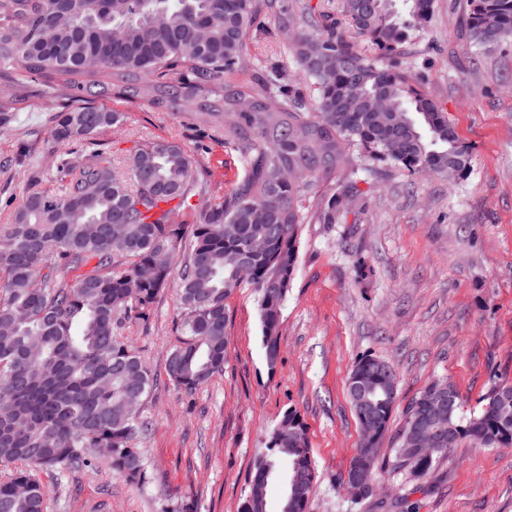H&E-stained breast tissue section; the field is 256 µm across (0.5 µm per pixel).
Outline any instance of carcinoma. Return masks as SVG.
Here are the masks:
<instances>
[{"mask_svg":"<svg viewBox=\"0 0 512 512\" xmlns=\"http://www.w3.org/2000/svg\"><path fill=\"white\" fill-rule=\"evenodd\" d=\"M433 4L404 0L400 20L392 0H342L337 15L303 0H0V80L20 94L36 83L53 101L59 88L69 90L53 139L91 140L118 124L122 113L94 105L102 96L145 99L160 111L194 101L198 118L230 137L246 164L224 200L186 226L171 218L194 190L187 149L153 142L131 152L121 173L111 154L94 150L61 159L60 191L26 193L12 223L0 225V512H46L40 474L90 467L101 448L112 471L133 485L146 482L140 406L152 377L123 329L149 321L174 265L185 339L169 352L167 371L190 395L224 370L227 299L240 288L255 296L265 361L276 368L302 225L309 217L356 224L364 211L352 148L410 173L454 180L468 172L471 148L446 113L404 71L378 59L397 52ZM267 24L284 36L313 88L312 111H303L295 89L272 100L277 73L224 82ZM466 30L484 50L512 38V0H470ZM358 39L374 53L360 51ZM325 183L329 196L312 205ZM357 376L375 382L372 431L349 398L373 448L374 479L387 468L417 482L448 453L446 440L429 457L412 446L439 394L452 408L454 444L512 447V418L503 419L497 402L511 381L495 384L469 412L456 386L439 377L411 401L382 458L398 373L365 354L348 381ZM283 462L282 512H309L317 468L307 426L292 407L270 431L239 512H266L270 480Z\"/></svg>","mask_w":512,"mask_h":512,"instance_id":"cac0c4a2","label":"carcinoma"}]
</instances>
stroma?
Listing matches in <instances>:
<instances>
[{"label": "stroma", "mask_w": 512, "mask_h": 512, "mask_svg": "<svg viewBox=\"0 0 512 512\" xmlns=\"http://www.w3.org/2000/svg\"><path fill=\"white\" fill-rule=\"evenodd\" d=\"M468 0H434L433 12L390 63L446 112L473 151L469 172L450 183L418 178L354 154L365 211L356 224L305 225L299 265L282 309L281 357L268 369L254 295L228 299L229 359L193 395L174 388L168 352L183 338L175 288L154 305L149 325L123 334L151 369L155 385L141 415L148 478L129 484L99 462L93 469L43 475L47 512H171L182 499L197 512H238L254 463L283 412L303 416L319 473L310 512H360L343 478L360 431L347 397L354 361L375 354L400 375L391 420L430 381L449 378L468 406L495 382L512 380V43L490 51L465 33ZM278 68L296 84V66L273 28L251 46V72ZM118 126L91 141L52 138L55 108L40 92L14 102L0 130V225L31 190L58 192L60 159L93 150L122 162L135 147L180 143L195 161L196 187L176 221L196 223L244 173L226 140L214 139L191 107L161 112L145 101L108 96ZM383 512H512V447L463 444L420 482L386 471Z\"/></svg>", "instance_id": "stroma-1"}]
</instances>
